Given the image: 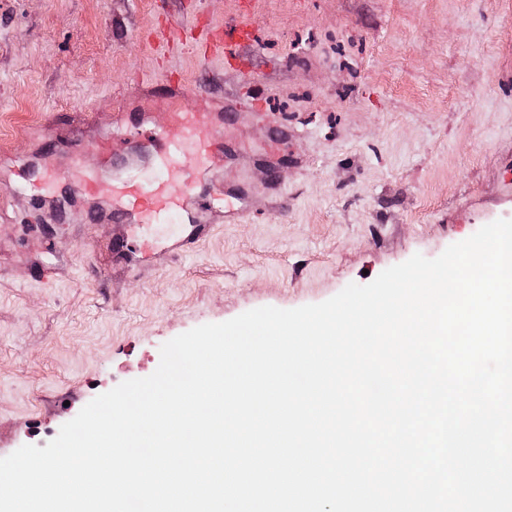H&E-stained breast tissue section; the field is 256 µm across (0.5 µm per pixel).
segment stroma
<instances>
[{"label": "stroma", "instance_id": "stroma-1", "mask_svg": "<svg viewBox=\"0 0 512 512\" xmlns=\"http://www.w3.org/2000/svg\"><path fill=\"white\" fill-rule=\"evenodd\" d=\"M171 22L186 38L159 51ZM227 22L254 42L209 55ZM511 74L512 0H0V458L150 376L179 334L323 302L511 216ZM171 78L232 110L214 175L252 213L116 265L91 200L64 181L35 202L11 163L95 166L118 119L166 123L151 85Z\"/></svg>", "mask_w": 512, "mask_h": 512}]
</instances>
